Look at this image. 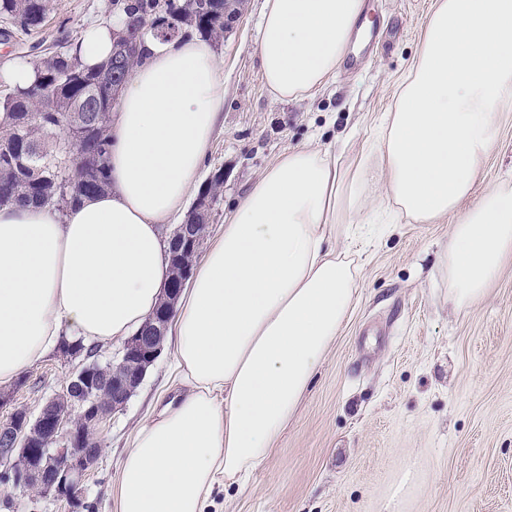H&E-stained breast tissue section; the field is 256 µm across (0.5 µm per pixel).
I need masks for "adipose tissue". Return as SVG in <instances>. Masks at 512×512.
<instances>
[{
    "instance_id": "adipose-tissue-1",
    "label": "adipose tissue",
    "mask_w": 512,
    "mask_h": 512,
    "mask_svg": "<svg viewBox=\"0 0 512 512\" xmlns=\"http://www.w3.org/2000/svg\"><path fill=\"white\" fill-rule=\"evenodd\" d=\"M364 0H264L261 78L278 100L335 77ZM111 18L90 25L80 59L112 52ZM110 126V189L66 215L0 207V385L62 337L125 340L168 281L161 229L185 214L224 105L221 69L194 38H146ZM512 99V0H437L374 157L288 150L255 180L195 268L172 319L188 390L137 430L114 512H206L218 481L241 482L274 450L355 306L360 267L337 250L339 215L377 168L398 213L431 224L460 212L442 263L448 301L486 297L512 261V189H473ZM474 203L467 211L459 205Z\"/></svg>"
}]
</instances>
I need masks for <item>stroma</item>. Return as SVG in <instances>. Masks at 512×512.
<instances>
[{"instance_id": "35a3bbf8", "label": "stroma", "mask_w": 512, "mask_h": 512, "mask_svg": "<svg viewBox=\"0 0 512 512\" xmlns=\"http://www.w3.org/2000/svg\"><path fill=\"white\" fill-rule=\"evenodd\" d=\"M263 0L213 53L224 109L203 174L224 172L204 237L212 242L257 176L289 149L320 148L349 164L369 153L423 37L434 0H365L379 36L359 68L341 67L319 92L273 99L257 44ZM109 0H48L41 28L0 42V71L79 41L109 18ZM512 187V120L487 157L476 193ZM455 215L433 224L400 216L368 237L353 312L318 368L274 452L241 483L219 488L209 512H512V263L467 310L448 303L438 258ZM71 363L47 354L9 385L11 410L37 411L63 391ZM185 384L171 346L123 410L96 431L100 458L82 512H114L120 460L134 434Z\"/></svg>"}]
</instances>
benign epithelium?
<instances>
[{
  "instance_id": "obj_1",
  "label": "benign epithelium",
  "mask_w": 512,
  "mask_h": 512,
  "mask_svg": "<svg viewBox=\"0 0 512 512\" xmlns=\"http://www.w3.org/2000/svg\"><path fill=\"white\" fill-rule=\"evenodd\" d=\"M200 225L179 224L169 234L170 278L163 306L155 312L107 363V369L80 357L74 345L59 347V355L75 363L61 394L46 400L36 415L14 410L0 421V476L15 488L36 486L43 498L80 502L81 485L98 461L99 440L94 431L113 413L122 410L144 380L138 364H152L161 355L169 316L189 278L183 258L197 252ZM111 393L108 404L97 401L100 391ZM63 400L67 412H57Z\"/></svg>"
}]
</instances>
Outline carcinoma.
I'll return each mask as SVG.
<instances>
[{
  "label": "carcinoma",
  "mask_w": 512,
  "mask_h": 512,
  "mask_svg": "<svg viewBox=\"0 0 512 512\" xmlns=\"http://www.w3.org/2000/svg\"><path fill=\"white\" fill-rule=\"evenodd\" d=\"M109 8L123 18L125 27L114 36L112 54L101 66H83L77 44L71 43L34 64L37 79L31 86L0 96V112L11 119L0 135V206L31 203L64 211L109 189L108 130L122 86L102 75L111 72L119 58L130 70L141 63L142 24L161 21L171 41L196 35L217 42L228 27L224 0H110ZM46 13V0H0V16L21 31L38 29ZM89 99L94 111L85 113L88 127L81 153L75 155L68 128L71 109ZM223 188L224 177L218 171L200 191L216 204Z\"/></svg>",
  "instance_id": "cac0c4a2"
}]
</instances>
